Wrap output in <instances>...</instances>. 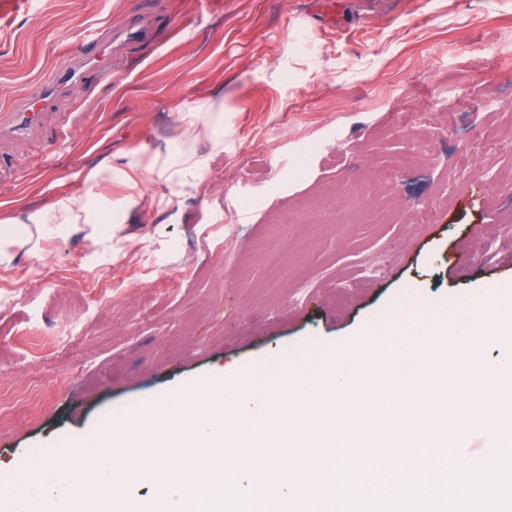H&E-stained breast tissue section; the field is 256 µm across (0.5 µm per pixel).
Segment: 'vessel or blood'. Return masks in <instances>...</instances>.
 <instances>
[{
    "mask_svg": "<svg viewBox=\"0 0 512 512\" xmlns=\"http://www.w3.org/2000/svg\"><path fill=\"white\" fill-rule=\"evenodd\" d=\"M144 26L141 18H134L124 29L104 35L90 32L87 39L96 47L94 53H69L62 57L38 92L21 98L8 126L10 133L23 135L41 131L40 115L50 105L67 98L73 87L83 82L87 73H97L101 79L112 77L110 61L115 52L142 38Z\"/></svg>",
    "mask_w": 512,
    "mask_h": 512,
    "instance_id": "b4317fda",
    "label": "vessel or blood"
}]
</instances>
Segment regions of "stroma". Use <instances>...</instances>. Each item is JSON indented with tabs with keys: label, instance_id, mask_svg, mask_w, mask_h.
<instances>
[{
	"label": "stroma",
	"instance_id": "obj_1",
	"mask_svg": "<svg viewBox=\"0 0 512 512\" xmlns=\"http://www.w3.org/2000/svg\"><path fill=\"white\" fill-rule=\"evenodd\" d=\"M309 2L37 0L0 25L4 126L87 30L151 22L112 81L0 139L19 209L224 87V153L181 210L132 211L108 251L45 239L0 277V483L185 380L332 350L343 367L368 325L512 302V0H341L331 26Z\"/></svg>",
	"mask_w": 512,
	"mask_h": 512
}]
</instances>
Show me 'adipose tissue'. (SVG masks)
I'll use <instances>...</instances> for the list:
<instances>
[{"instance_id": "obj_1", "label": "adipose tissue", "mask_w": 512, "mask_h": 512, "mask_svg": "<svg viewBox=\"0 0 512 512\" xmlns=\"http://www.w3.org/2000/svg\"><path fill=\"white\" fill-rule=\"evenodd\" d=\"M172 111L175 138L157 145L144 142L116 157L104 155L83 173L80 191L55 195L35 208L0 212V275L11 270L18 251L40 253L44 238L78 225L91 246H101V219L114 224L128 217L141 204L145 179L164 186L150 208H180L185 188L201 181L213 159L224 152V92L175 103Z\"/></svg>"}]
</instances>
